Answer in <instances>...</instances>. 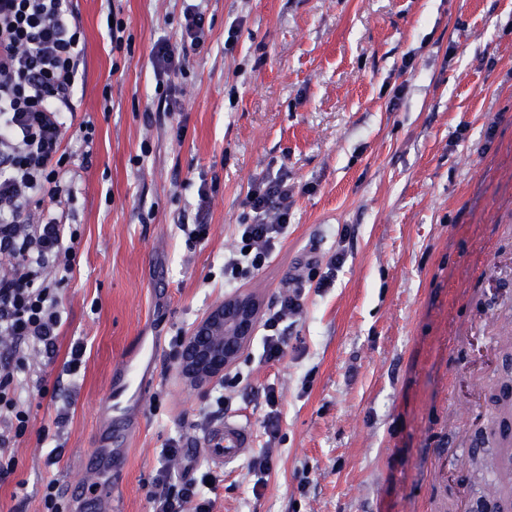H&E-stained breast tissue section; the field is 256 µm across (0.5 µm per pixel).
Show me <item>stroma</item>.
<instances>
[{
	"mask_svg": "<svg viewBox=\"0 0 512 512\" xmlns=\"http://www.w3.org/2000/svg\"><path fill=\"white\" fill-rule=\"evenodd\" d=\"M74 2L86 39L76 117L96 127L74 209L79 263L43 372L58 396L33 399L0 512H42L48 481L63 495L82 479L109 375L142 335L163 349L120 465L121 512H150L161 472L179 480L204 464L197 423L210 390L181 379L168 344L228 297L240 202L281 173L288 232L244 291L265 305L308 275L309 257L344 261L309 293L280 362H259L255 336L238 358L244 381L227 412L256 444L223 469L215 512H443L480 498L498 451L478 439L512 365L494 342L512 320V0H203L209 39L172 78L179 111L160 118L147 115L150 52L176 38L184 0ZM110 14L126 26V54L112 49ZM212 181L209 237L187 247L180 227ZM77 341L86 353L68 376ZM60 407L54 462L37 433ZM172 437L181 455L166 468ZM265 451L273 468L260 486L251 462Z\"/></svg>",
	"mask_w": 512,
	"mask_h": 512,
	"instance_id": "1",
	"label": "stroma"
}]
</instances>
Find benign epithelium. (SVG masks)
<instances>
[{"label":"benign epithelium","mask_w":512,"mask_h":512,"mask_svg":"<svg viewBox=\"0 0 512 512\" xmlns=\"http://www.w3.org/2000/svg\"><path fill=\"white\" fill-rule=\"evenodd\" d=\"M258 312V301L246 294L229 297L212 309L186 337L179 374L198 388L224 375L250 338Z\"/></svg>","instance_id":"1"}]
</instances>
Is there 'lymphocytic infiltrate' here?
I'll use <instances>...</instances> for the list:
<instances>
[{"label": "lymphocytic infiltrate", "instance_id": "f902f5d3", "mask_svg": "<svg viewBox=\"0 0 512 512\" xmlns=\"http://www.w3.org/2000/svg\"><path fill=\"white\" fill-rule=\"evenodd\" d=\"M211 30L201 5L184 10L178 40L152 48L156 74L183 70L189 51L201 48ZM84 32L72 0H0V484L16 472L7 447L29 431L31 394L47 397L41 375L56 357L62 325V290L73 273L80 231L71 221L77 189L76 161H89L92 121H81L75 145L64 142L68 118L83 78ZM288 178L253 183L235 227L236 245L224 257V280L235 284L268 263L288 229ZM305 280L274 300L263 315L264 362L280 361L288 346L290 320L304 308ZM209 471L179 483L154 479L147 498L153 512H213L206 493Z\"/></svg>", "mask_w": 512, "mask_h": 512}]
</instances>
